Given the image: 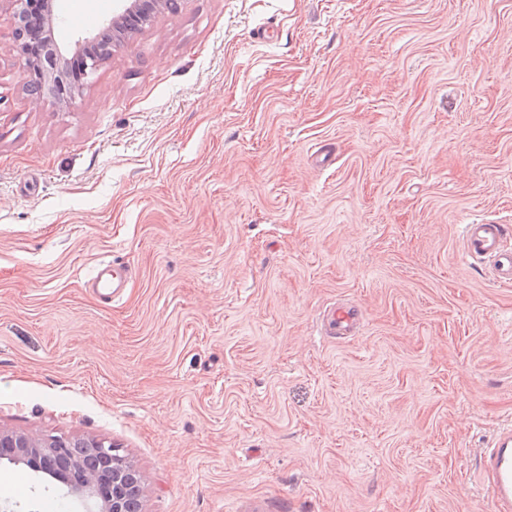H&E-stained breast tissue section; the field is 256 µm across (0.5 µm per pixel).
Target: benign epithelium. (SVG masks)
<instances>
[{
	"instance_id": "7a95c632",
	"label": "benign epithelium",
	"mask_w": 512,
	"mask_h": 512,
	"mask_svg": "<svg viewBox=\"0 0 512 512\" xmlns=\"http://www.w3.org/2000/svg\"><path fill=\"white\" fill-rule=\"evenodd\" d=\"M14 42L9 48L28 72V94L37 106L51 103L71 107L83 95L88 78L137 27L165 11L174 15L179 0H126L123 11L113 15L92 37L78 40L69 49L54 46L57 65L43 64V35L53 34L54 0L44 3L40 28L20 22L28 0H5ZM0 459L22 463L68 487L69 492L94 503L87 512H141V476L113 445L67 436L35 439L25 433L0 428Z\"/></svg>"
}]
</instances>
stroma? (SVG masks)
<instances>
[{"mask_svg":"<svg viewBox=\"0 0 512 512\" xmlns=\"http://www.w3.org/2000/svg\"><path fill=\"white\" fill-rule=\"evenodd\" d=\"M101 2L55 0L59 45ZM12 42L0 428L112 442L143 512H490L512 286L463 231L512 246V0H181L69 109L32 104ZM112 261L109 301L85 282ZM0 475L30 489L0 512L85 510ZM503 224L465 225L464 248L468 255L488 260L494 281L512 285V249H506ZM131 270L129 266L112 263L100 266L86 281L87 288H93L99 295L119 296L129 283Z\"/></svg>","mask_w":512,"mask_h":512,"instance_id":"35a3bbf8","label":"stroma"}]
</instances>
